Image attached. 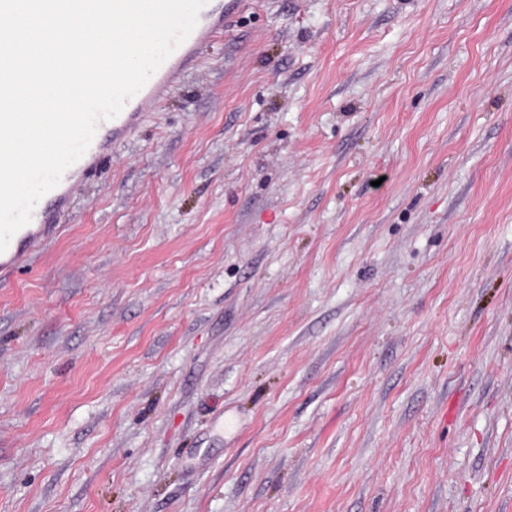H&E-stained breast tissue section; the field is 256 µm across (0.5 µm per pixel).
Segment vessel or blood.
<instances>
[{
    "instance_id": "obj_1",
    "label": "vessel or blood",
    "mask_w": 512,
    "mask_h": 512,
    "mask_svg": "<svg viewBox=\"0 0 512 512\" xmlns=\"http://www.w3.org/2000/svg\"><path fill=\"white\" fill-rule=\"evenodd\" d=\"M240 5L241 0H208L189 37L126 102L117 117L98 125L84 155L66 169L59 184L37 202L30 222L18 230L7 248L0 252V273L25 267L52 240L61 214L72 205L76 186L102 164L113 142L128 139L137 130L150 103L162 99L186 73L198 66L203 48L223 35Z\"/></svg>"
}]
</instances>
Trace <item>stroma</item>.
I'll return each instance as SVG.
<instances>
[{"label":"stroma","mask_w":512,"mask_h":512,"mask_svg":"<svg viewBox=\"0 0 512 512\" xmlns=\"http://www.w3.org/2000/svg\"><path fill=\"white\" fill-rule=\"evenodd\" d=\"M0 512H512V0H244L0 276Z\"/></svg>","instance_id":"1"}]
</instances>
